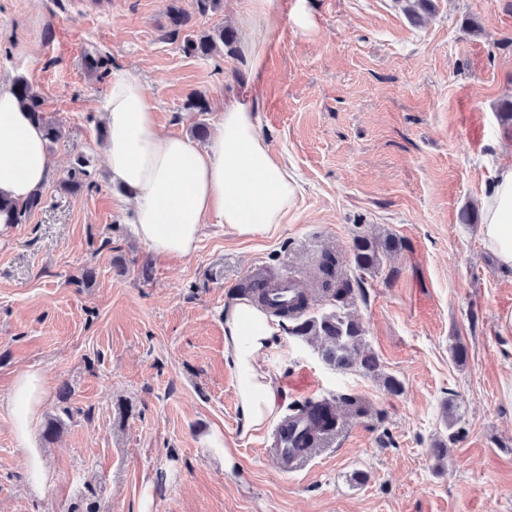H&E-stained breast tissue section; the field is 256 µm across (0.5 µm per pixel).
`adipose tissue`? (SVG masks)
I'll list each match as a JSON object with an SVG mask.
<instances>
[{"mask_svg":"<svg viewBox=\"0 0 512 512\" xmlns=\"http://www.w3.org/2000/svg\"><path fill=\"white\" fill-rule=\"evenodd\" d=\"M251 12L264 34L245 33L240 52L255 73L264 65L268 35L280 27L282 2L251 0ZM102 110L111 178L129 194L136 233L154 253L192 254L207 224L242 237L275 234L295 205L301 186L259 131L254 91L225 103L203 148L159 133L155 104L137 70L113 77ZM50 166L42 126L21 107L11 87L0 85V194L27 200L46 185ZM479 206L482 242L501 271L512 274V160L498 165ZM280 334V323L250 299L238 298L224 308V355L235 373L243 432L262 428L278 413L283 394L258 357ZM47 393V382L37 371L21 375L13 391L15 436L37 489L45 484V472L33 445L32 423Z\"/></svg>","mask_w":512,"mask_h":512,"instance_id":"adipose-tissue-1","label":"adipose tissue"}]
</instances>
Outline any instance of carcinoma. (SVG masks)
<instances>
[{
    "label": "carcinoma",
    "instance_id": "1",
    "mask_svg": "<svg viewBox=\"0 0 512 512\" xmlns=\"http://www.w3.org/2000/svg\"><path fill=\"white\" fill-rule=\"evenodd\" d=\"M405 12L409 18L418 23L422 14L434 7L433 0H405ZM168 18L173 32L178 33L190 27L192 14L184 8L171 4L168 7ZM230 43V37L224 28H218L211 34L200 37H185L182 50L195 57L206 59L212 57L220 46ZM12 88L16 89L20 104L25 107L34 119L42 124L46 141L51 143L58 140L62 131L58 125L46 119L42 111V101L39 94L24 77L14 80ZM88 177L86 160L78 155L74 165L68 170L61 181L64 190L70 193L78 192ZM42 205V195L38 194L23 204L0 194V214L7 213L14 224L28 221L32 213ZM395 244L384 241L377 242L367 235H359L354 240V259L356 268L361 272L377 269L382 261L381 255L394 252ZM353 284L349 280L336 283L334 297L336 309L321 316H306L307 299L305 293L297 294L294 302L278 308L276 314L296 320L288 332L301 338L315 336L321 339V358L330 366L345 371L355 366L375 373L379 371L378 360L364 349V331L359 323L351 320L346 307L354 300ZM342 402L358 413L365 412L360 398L352 395H340L330 401L325 398L307 399L291 405L288 408L291 415L306 417L307 424L299 435L306 448L316 447L329 433L336 428V402Z\"/></svg>",
    "mask_w": 512,
    "mask_h": 512
}]
</instances>
